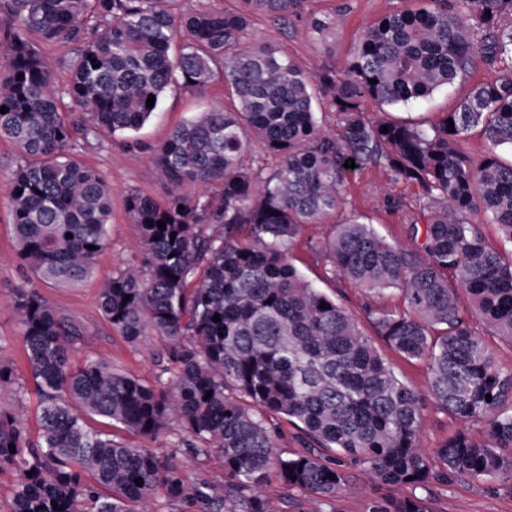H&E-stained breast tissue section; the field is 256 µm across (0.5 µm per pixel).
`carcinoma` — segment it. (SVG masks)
Listing matches in <instances>:
<instances>
[{
    "instance_id": "obj_1",
    "label": "carcinoma",
    "mask_w": 512,
    "mask_h": 512,
    "mask_svg": "<svg viewBox=\"0 0 512 512\" xmlns=\"http://www.w3.org/2000/svg\"><path fill=\"white\" fill-rule=\"evenodd\" d=\"M177 2L0 0V137L22 153L6 196L18 257L45 284L89 279L108 244L112 188L72 156L76 133L135 131L155 111L149 96L158 101L172 85L199 93L218 74L233 100L158 145L155 163L176 191L163 203L127 195L142 255L99 290V310L121 336L161 341L167 380L152 384L99 358L71 365L84 329L36 289L14 290L41 432L31 439L16 414L23 387L0 360V471L16 474L10 512H132L131 503L149 512L161 499L169 512H271L272 475L336 512L347 460L381 488L426 491L467 478L512 492V369L471 327L477 318L512 338V250L489 246L470 220L484 214L512 245V160L499 153L512 149V0H416L368 24L343 68L313 73L256 45L251 23L292 18L321 39L336 16H317L309 0H237L234 10L189 13ZM44 44L71 50L63 93ZM479 61L495 77L427 128L365 115L368 102H422ZM317 100L341 139L321 132ZM477 128L485 147L473 154L464 143ZM254 141L280 156L274 170L243 166ZM350 159L421 189L419 211L404 220L409 243L352 214L321 248L326 274L368 299L402 294V312L366 309L390 348L426 361L430 398L461 423L432 458L419 448L424 397L290 261L303 227L342 206ZM197 183L216 185V195L188 192ZM272 414L325 452L282 456ZM87 417L150 437L175 424L186 453L222 456L224 484L192 480L176 456L163 461L94 431ZM364 512L432 510L425 497L381 495Z\"/></svg>"
}]
</instances>
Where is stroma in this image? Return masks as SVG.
Wrapping results in <instances>:
<instances>
[{"instance_id":"35a3bbf8","label":"stroma","mask_w":512,"mask_h":512,"mask_svg":"<svg viewBox=\"0 0 512 512\" xmlns=\"http://www.w3.org/2000/svg\"><path fill=\"white\" fill-rule=\"evenodd\" d=\"M407 0H311V8L319 13L336 15L339 22L332 34L323 40L310 39L302 23L292 20L282 24L260 17L255 21L259 43L291 56L303 70L311 72L323 64L343 66L349 59L363 28L375 18L405 6ZM492 76L484 64L477 66L462 81L450 88L434 92L426 101L396 108L379 109L368 105L367 115L373 120H400L424 126L436 121L439 114L456 108L474 84ZM223 79L203 93L191 94L180 88H169L150 120L138 132L105 135L101 139L77 140L74 157L98 171L112 188V213L109 242L97 258L93 276L75 288H56L38 284L30 276L16 254L12 213L6 198L11 173L22 160L19 148L10 139L0 137V359L10 361L21 383L30 381L21 330L17 323L12 291L20 286L37 287L60 313L73 317L86 331L87 339L70 352L72 364L101 357L119 369L147 382H156L161 373L160 344L149 340L134 345L112 330L98 306L100 284L107 277L139 261V232L131 224L126 211V196L138 191L158 201H165L171 187L152 160V150L167 137L177 124L197 113L227 104ZM421 189L417 184L394 180L391 173L371 167L349 173L345 184L344 205L333 214L340 221L349 214L365 215L388 240L402 242L405 215L419 205ZM330 230L326 224L306 225L290 251L291 262L316 287L336 297L352 313L371 344L396 373L419 392L427 390L424 363L407 361L389 348L367 319L363 293L347 281L325 274V260L319 243ZM458 427L457 421L426 401L423 410L421 447L433 453ZM349 485L336 502L337 512H364L369 497L381 490L363 468L347 465ZM266 495L274 512H325L319 499L308 492L290 489L278 480H270ZM429 497L435 512H512V493L498 488L492 481L475 483L461 478L448 484L431 486Z\"/></svg>"}]
</instances>
